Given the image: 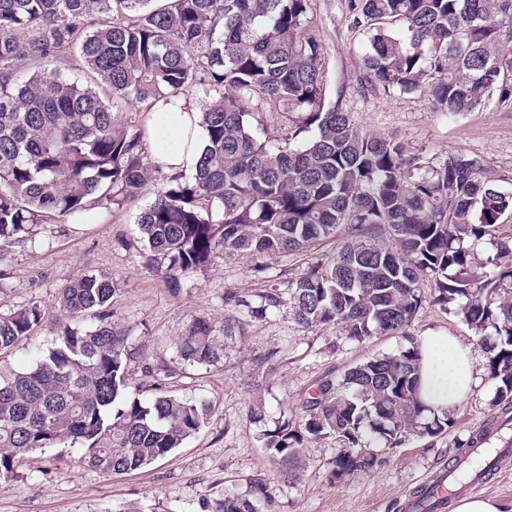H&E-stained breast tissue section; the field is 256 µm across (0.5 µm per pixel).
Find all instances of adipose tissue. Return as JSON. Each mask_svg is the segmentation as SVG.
I'll return each mask as SVG.
<instances>
[{"label": "adipose tissue", "mask_w": 512, "mask_h": 512, "mask_svg": "<svg viewBox=\"0 0 512 512\" xmlns=\"http://www.w3.org/2000/svg\"><path fill=\"white\" fill-rule=\"evenodd\" d=\"M199 120V108L191 93L153 103L147 119L148 131H155L164 122L179 125L182 131L180 149L159 158L165 171H194L207 143ZM418 343L422 356V402L439 414L462 403L479 381L476 361L469 349L457 337L440 331L425 333Z\"/></svg>", "instance_id": "adipose-tissue-1"}]
</instances>
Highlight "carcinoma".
Returning <instances> with one entry per match:
<instances>
[{
  "instance_id": "1",
  "label": "carcinoma",
  "mask_w": 512,
  "mask_h": 512,
  "mask_svg": "<svg viewBox=\"0 0 512 512\" xmlns=\"http://www.w3.org/2000/svg\"><path fill=\"white\" fill-rule=\"evenodd\" d=\"M311 0H0V244L34 247V228L122 207L155 164L146 119L158 98L199 93L208 136L196 170L166 177L139 215L147 265L179 286L213 256H246L267 281L271 261L302 256L344 231L335 254L298 278L254 294L227 291L224 335L197 319L182 359L209 364L233 329L283 309L300 328L323 327L363 342L403 336L411 347L322 380L300 420L261 433L289 483L304 443L334 435L342 479L380 465L371 444L397 448L436 437L448 413L426 415L421 358L411 332L423 305L453 312L484 345L497 403L512 402V244L499 220L512 193L480 163L450 153L430 166L400 142L367 136L326 102L322 52L306 32ZM349 25L370 34L364 86L420 88L441 112H473L512 97V0H344ZM74 66L95 86L68 78ZM283 106L288 135L253 130L267 106ZM432 276L425 294L422 277ZM115 292L103 273L65 285L66 322L34 364L0 381V478L37 449L75 447L90 467L136 471L171 454L209 423L211 406L160 392L129 397V336L112 323ZM90 318L96 325L79 327ZM33 301L0 314V351L32 336ZM226 494L205 512H259L256 498Z\"/></svg>"
}]
</instances>
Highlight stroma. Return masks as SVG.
<instances>
[{"mask_svg": "<svg viewBox=\"0 0 512 512\" xmlns=\"http://www.w3.org/2000/svg\"><path fill=\"white\" fill-rule=\"evenodd\" d=\"M307 29L321 44L326 97L347 112L360 132L404 141L431 164L451 152L477 159L501 190L512 192V98L491 97L464 114L436 111L423 91L363 90L366 34L350 28L343 0H311ZM153 175L139 195L92 220L65 218L38 228V246L8 248L9 286L0 292V313L37 302L45 311L29 339L0 353V378L28 368L37 351L53 345L62 316L57 296L84 272L108 275L116 292L112 320L130 334L129 378L140 398L152 396L153 382L166 392L206 397L213 414L194 437L167 458L127 474H107L84 465L68 447L38 450L19 467L17 479L0 483V512H203L227 493L245 494L263 485L270 512H400L399 504L432 473L451 466L481 423L498 416L494 385L481 376L472 394L451 413L452 425L436 437H410L382 449L384 463L371 472L333 477L342 445L335 437L309 440L298 482L280 477L250 419L263 407L266 420L299 414L304 398L327 376L376 356L405 350L400 336L378 335L355 342L333 330H304L281 312L250 322L225 339L224 355L212 364L184 361L179 340L196 318L223 329L227 290L260 288L247 260L224 255L191 273L182 287L167 288L149 270L137 231L139 214L162 188ZM446 331L470 347L485 368L484 346L458 316L440 307L420 310L412 331Z\"/></svg>", "mask_w": 512, "mask_h": 512, "instance_id": "35a3bbf8", "label": "stroma"}]
</instances>
